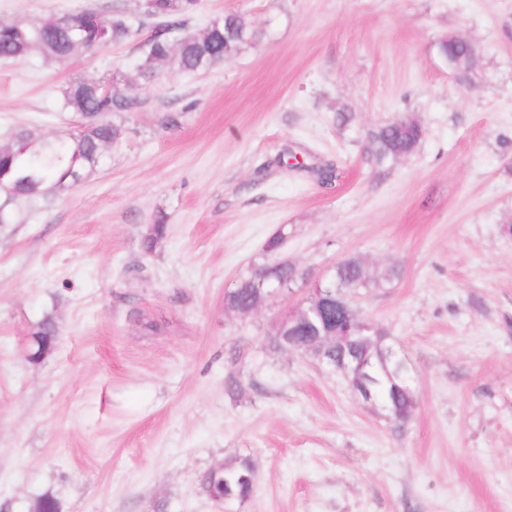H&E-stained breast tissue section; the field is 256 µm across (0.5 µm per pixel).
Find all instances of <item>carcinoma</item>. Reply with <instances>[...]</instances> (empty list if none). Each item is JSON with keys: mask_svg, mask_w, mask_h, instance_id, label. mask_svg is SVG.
Instances as JSON below:
<instances>
[{"mask_svg": "<svg viewBox=\"0 0 512 512\" xmlns=\"http://www.w3.org/2000/svg\"><path fill=\"white\" fill-rule=\"evenodd\" d=\"M190 14L185 0H152L149 17L155 19V25L149 45L144 47L139 59L142 77H155L160 63L184 73L205 72L233 58L242 46L258 38L247 16L233 13L210 22L202 36L185 39L179 50H170V35L184 25ZM126 15L128 12L122 10L105 15L85 9L71 14L75 20L71 27L60 24L55 16L47 20L0 24V60H21L35 52L47 60H61L74 53L76 42L80 40L94 42L98 49L125 43L134 33V23L141 22L136 16L128 22ZM135 106V99L116 95L114 83L108 79L92 76L69 84L63 92V107L83 119L80 130L59 140L21 129L12 142L0 146V224L15 222L18 203L48 200L77 186L100 167L104 148L120 131V126L113 124L108 116ZM422 134L418 123L397 118L373 132L371 153L379 163L395 161L400 155L415 150ZM166 235V220L159 217L144 240V249L152 251ZM285 239L286 229L281 228L266 243V252L273 260L260 269L272 282L294 281L292 271L274 260ZM328 287L334 292H349L379 288L381 284L366 279L360 258L348 257L336 265ZM259 293L250 275L230 290L225 301L247 308ZM344 351L367 364L363 376L377 401L388 408L394 419L407 420L416 406V394L402 390L395 377L387 374L381 361L375 356H365L364 349L356 344L332 347L329 356L333 358ZM250 467L251 463L243 459L209 473L206 477L208 492L216 500L224 499L229 490L240 500L249 498L254 482L243 480V476L249 474ZM59 507L57 499L45 493L34 501L32 512H58Z\"/></svg>", "mask_w": 512, "mask_h": 512, "instance_id": "1", "label": "carcinoma"}]
</instances>
